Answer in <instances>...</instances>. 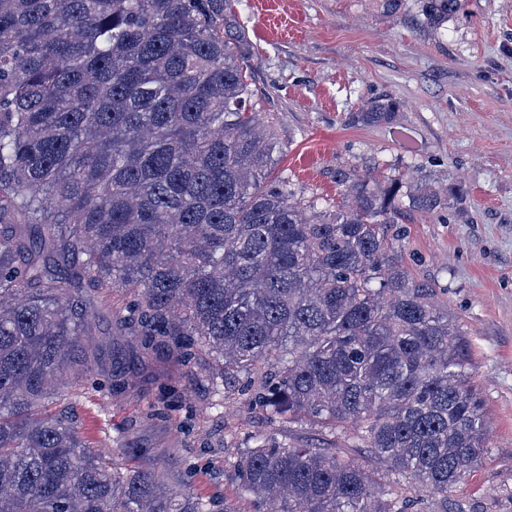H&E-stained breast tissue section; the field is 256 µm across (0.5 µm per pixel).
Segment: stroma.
<instances>
[{"mask_svg":"<svg viewBox=\"0 0 512 512\" xmlns=\"http://www.w3.org/2000/svg\"><path fill=\"white\" fill-rule=\"evenodd\" d=\"M423 0H235L250 52L253 108L283 154L272 173L296 194L340 204V167L376 174L415 169L454 197L430 213L404 209V257L436 288L466 331L469 371L487 403L491 454L462 497L494 512L512 489V0H461L458 13L430 25ZM389 98L391 124L347 125L349 113ZM174 367L138 370L137 396L114 400L87 389L53 404L78 421L85 439L111 452L115 439L151 449L169 484L189 478L194 494L223 498L224 435L265 427L261 412L214 406L187 382L192 427L152 415L159 383Z\"/></svg>","mask_w":512,"mask_h":512,"instance_id":"stroma-1","label":"stroma"}]
</instances>
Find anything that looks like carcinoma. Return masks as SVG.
Masks as SVG:
<instances>
[{"label":"carcinoma","mask_w":512,"mask_h":512,"mask_svg":"<svg viewBox=\"0 0 512 512\" xmlns=\"http://www.w3.org/2000/svg\"><path fill=\"white\" fill-rule=\"evenodd\" d=\"M459 6L427 0V21ZM251 85L233 0H0V512H487L454 499L490 454L469 339L392 230L403 199L429 213L452 189L353 166L330 209L270 183L281 147ZM103 291L127 297L112 322L137 361L264 412L224 457L222 503L166 487L147 448L117 466L50 412L137 391L102 367ZM151 408L182 410L177 383ZM305 424L325 444L278 439Z\"/></svg>","instance_id":"obj_1"}]
</instances>
